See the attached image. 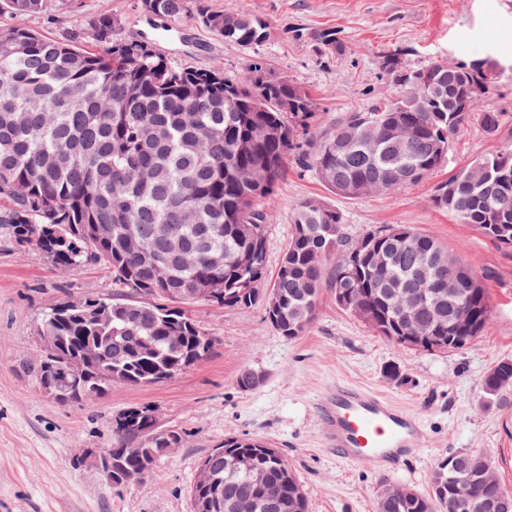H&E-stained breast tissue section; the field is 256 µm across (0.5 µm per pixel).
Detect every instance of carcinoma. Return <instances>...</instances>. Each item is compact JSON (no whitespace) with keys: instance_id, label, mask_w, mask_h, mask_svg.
<instances>
[{"instance_id":"1","label":"carcinoma","mask_w":512,"mask_h":512,"mask_svg":"<svg viewBox=\"0 0 512 512\" xmlns=\"http://www.w3.org/2000/svg\"><path fill=\"white\" fill-rule=\"evenodd\" d=\"M92 23L96 53L20 25L0 26V228L18 247L36 246L49 258L78 269L103 261L119 288L103 298L107 312L85 315L90 299L66 301L48 311L41 327L54 338L37 377L70 365L73 382L63 403H91L114 381L154 384L174 368L186 371L207 358L213 339L186 314L198 302L250 307L261 301L282 336L302 335L322 295L397 344L401 337L448 335L456 305L448 289L467 288L466 308L485 327L487 290L461 259L433 237L409 226H380L354 239L340 211L318 199L296 208L276 275L264 283L266 227L276 217V185L288 161L345 197L394 192L424 179L445 161L451 138L472 117L489 137L501 134V112H478L479 98L496 76L484 59L449 68L436 61L405 70L396 54L382 58L399 85L419 79L425 98L407 95L367 112H348L330 132L317 135L321 113L311 93L271 77L259 55L270 27L246 12H221L205 0H142L153 16L178 25L189 19L224 41L253 52L246 70L224 75L220 61L207 69L178 66L145 38L113 37L118 24L109 0ZM49 0H0V14L45 12ZM329 53L346 46L334 29L317 32ZM471 107L465 111L460 105ZM495 169L478 184L475 169ZM432 204L489 240L512 247V146L484 154L437 183ZM170 228L166 238L154 230ZM143 238L165 257L150 262L125 248L124 236ZM431 256L438 304L405 324L400 294L415 297L413 274ZM276 294L275 305L266 299ZM496 397L512 388V360L499 361L482 379ZM115 428L112 475L153 473L167 456L155 423L133 410ZM139 442L140 447L130 444ZM190 487L193 506L216 492L230 505L253 503L251 512H307L306 494L280 452L261 440L231 435L206 455ZM271 507L257 484L279 481ZM472 483L471 512L506 493L491 457L451 454L435 467L427 494L384 488L379 512H456L451 488Z\"/></svg>"}]
</instances>
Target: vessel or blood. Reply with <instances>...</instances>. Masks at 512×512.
Returning a JSON list of instances; mask_svg holds the SVG:
<instances>
[{
    "label": "vessel or blood",
    "instance_id": "obj_1",
    "mask_svg": "<svg viewBox=\"0 0 512 512\" xmlns=\"http://www.w3.org/2000/svg\"><path fill=\"white\" fill-rule=\"evenodd\" d=\"M314 410L324 426L328 448L349 464L367 461L388 470L412 456L425 440L416 415L347 384L328 391Z\"/></svg>",
    "mask_w": 512,
    "mask_h": 512
}]
</instances>
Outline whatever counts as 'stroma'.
<instances>
[{
    "label": "stroma",
    "mask_w": 512,
    "mask_h": 512,
    "mask_svg": "<svg viewBox=\"0 0 512 512\" xmlns=\"http://www.w3.org/2000/svg\"><path fill=\"white\" fill-rule=\"evenodd\" d=\"M216 11L264 18L271 36L261 48L274 76L312 93L323 125L395 96L383 71L384 55L399 53L404 66L487 59L496 84L478 107L504 113L512 124V0H208ZM116 37L152 39L170 62L206 69L224 63L243 72L250 51L186 22L154 29L139 0H109ZM100 0H69L23 18V26L60 40L92 41L89 21ZM336 29L348 50L325 54L294 30ZM474 122L454 135L445 163L421 182L394 193L340 197L312 173L289 168L274 201L266 233L267 272L275 274L288 244L297 206L319 199L336 207L352 237L382 225L404 224L430 235L477 272L487 289L491 316L482 333L457 349L402 347L379 336L324 295L310 328L289 340L268 322L263 304L221 308L206 303L187 312L211 336L210 355L160 384L113 383L89 406L63 405L41 389L34 368L44 345L37 335L44 314L61 302L115 293L107 266L67 270L40 249L18 250L0 231V512H193L189 490L201 458L229 435L248 436L279 449L303 486L309 512H377L387 486L427 492L437 463L449 454L480 450L495 461L512 490V390L485 395L481 381L501 359H512V248L436 209V183L477 156L500 150ZM262 382L240 389L243 368ZM372 388L422 422L425 442L394 470L368 462L346 464L323 445L315 403L336 383ZM155 410L161 429L181 432L183 443L143 482L114 485L94 467L74 461L85 448L107 450L113 419L133 408Z\"/></svg>",
    "instance_id": "stroma-1"
}]
</instances>
